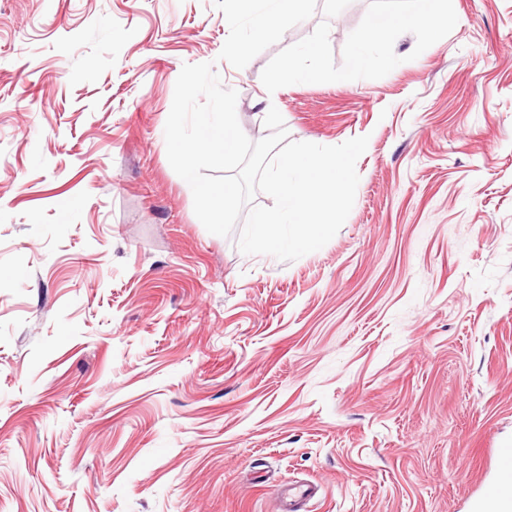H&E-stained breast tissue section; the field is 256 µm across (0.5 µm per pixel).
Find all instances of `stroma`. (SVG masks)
<instances>
[{
	"mask_svg": "<svg viewBox=\"0 0 512 512\" xmlns=\"http://www.w3.org/2000/svg\"><path fill=\"white\" fill-rule=\"evenodd\" d=\"M408 7L318 0L237 69L214 0H0V512H281L292 482L308 512H480L512 446V0L429 33ZM206 62L251 141L272 107L368 136L321 249L196 217L164 130ZM315 66V51L314 49H305L299 52L295 59L288 61L285 67L282 79L288 82L300 78L309 69ZM286 512H298L316 495L315 489L308 484H288L280 492Z\"/></svg>",
	"mask_w": 512,
	"mask_h": 512,
	"instance_id": "35a3bbf8",
	"label": "stroma"
}]
</instances>
